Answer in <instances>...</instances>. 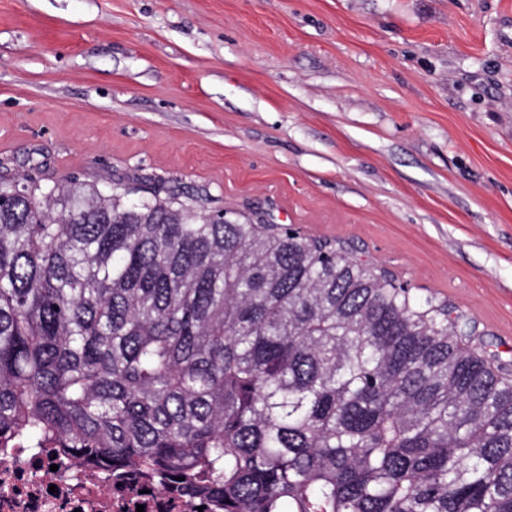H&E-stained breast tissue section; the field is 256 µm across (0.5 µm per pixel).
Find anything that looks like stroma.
Masks as SVG:
<instances>
[{
	"label": "stroma",
	"instance_id": "1",
	"mask_svg": "<svg viewBox=\"0 0 512 512\" xmlns=\"http://www.w3.org/2000/svg\"><path fill=\"white\" fill-rule=\"evenodd\" d=\"M0 166L264 212L512 362V0H0Z\"/></svg>",
	"mask_w": 512,
	"mask_h": 512
}]
</instances>
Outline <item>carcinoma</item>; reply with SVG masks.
I'll return each instance as SVG.
<instances>
[{
	"label": "carcinoma",
	"instance_id": "cac0c4a2",
	"mask_svg": "<svg viewBox=\"0 0 512 512\" xmlns=\"http://www.w3.org/2000/svg\"><path fill=\"white\" fill-rule=\"evenodd\" d=\"M142 192L0 174V448L220 512H512V377L448 304Z\"/></svg>",
	"mask_w": 512,
	"mask_h": 512
}]
</instances>
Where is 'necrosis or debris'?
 I'll return each instance as SVG.
<instances>
[{"instance_id":"1","label":"necrosis or debris","mask_w":512,"mask_h":512,"mask_svg":"<svg viewBox=\"0 0 512 512\" xmlns=\"http://www.w3.org/2000/svg\"><path fill=\"white\" fill-rule=\"evenodd\" d=\"M0 512H216L212 504L111 472L50 448L0 452Z\"/></svg>"}]
</instances>
